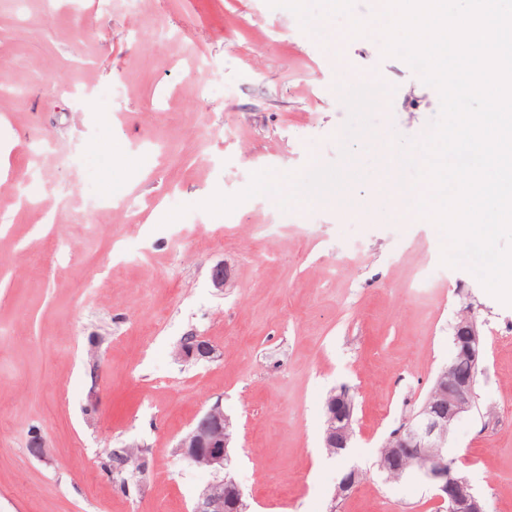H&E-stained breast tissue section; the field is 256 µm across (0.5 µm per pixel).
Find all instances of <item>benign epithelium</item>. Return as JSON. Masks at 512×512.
I'll list each match as a JSON object with an SVG mask.
<instances>
[{
  "label": "benign epithelium",
  "instance_id": "obj_1",
  "mask_svg": "<svg viewBox=\"0 0 512 512\" xmlns=\"http://www.w3.org/2000/svg\"><path fill=\"white\" fill-rule=\"evenodd\" d=\"M454 358L469 362L471 371L460 374L453 362L438 372L431 393L437 399L424 400L419 410L389 437L393 467L407 457L422 462L419 473L432 481L436 498L446 505V512H487L485 500L477 495L469 481L448 466L444 448L448 444L446 425L455 422L472 408L476 395L477 373L485 344L473 319H463L453 327ZM214 349L200 336L186 338L177 346L176 357L183 361L212 358ZM354 402L342 390L332 394L325 406L324 447H349L354 436ZM230 418L221 401H216L182 438L178 451L183 459L215 475L199 495L193 512H249L244 493L231 471ZM361 471L352 467L339 480L335 497H347L360 483Z\"/></svg>",
  "mask_w": 512,
  "mask_h": 512
}]
</instances>
